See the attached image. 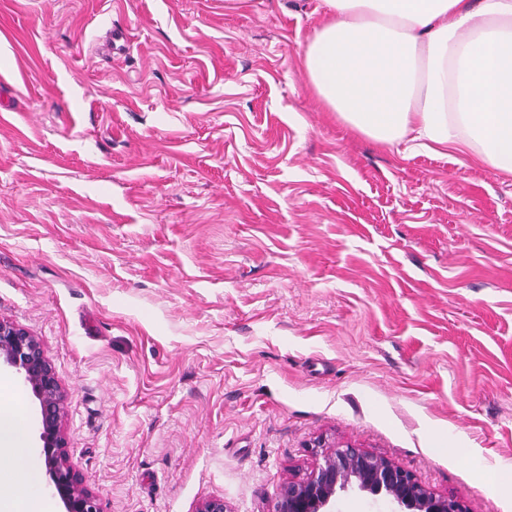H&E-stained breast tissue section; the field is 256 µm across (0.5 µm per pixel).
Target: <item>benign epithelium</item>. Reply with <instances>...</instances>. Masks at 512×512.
<instances>
[{
    "mask_svg": "<svg viewBox=\"0 0 512 512\" xmlns=\"http://www.w3.org/2000/svg\"><path fill=\"white\" fill-rule=\"evenodd\" d=\"M15 371L39 402L40 455L59 497L63 512H106L71 464L63 431L66 393L38 336L15 321L0 317V366ZM330 448L316 472L302 481H290L279 492L275 512H326L336 492L350 486L371 494H385L404 512H468L456 499L437 495L411 473L390 460L352 444ZM194 512H231L224 497L200 500Z\"/></svg>",
    "mask_w": 512,
    "mask_h": 512,
    "instance_id": "obj_1",
    "label": "benign epithelium"
}]
</instances>
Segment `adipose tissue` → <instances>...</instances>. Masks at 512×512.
I'll use <instances>...</instances> for the list:
<instances>
[{
  "mask_svg": "<svg viewBox=\"0 0 512 512\" xmlns=\"http://www.w3.org/2000/svg\"><path fill=\"white\" fill-rule=\"evenodd\" d=\"M302 48L327 111L381 143L449 150L512 176V0H322ZM18 393L0 398V464L25 466Z\"/></svg>",
  "mask_w": 512,
  "mask_h": 512,
  "instance_id": "obj_1",
  "label": "adipose tissue"
}]
</instances>
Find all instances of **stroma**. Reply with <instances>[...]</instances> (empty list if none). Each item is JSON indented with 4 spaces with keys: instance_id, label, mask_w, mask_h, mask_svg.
I'll list each match as a JSON object with an SVG mask.
<instances>
[{
    "instance_id": "obj_1",
    "label": "stroma",
    "mask_w": 512,
    "mask_h": 512,
    "mask_svg": "<svg viewBox=\"0 0 512 512\" xmlns=\"http://www.w3.org/2000/svg\"><path fill=\"white\" fill-rule=\"evenodd\" d=\"M321 13L0 0V316L39 336L107 512H273L321 439L512 512V177L324 110L300 60Z\"/></svg>"
}]
</instances>
